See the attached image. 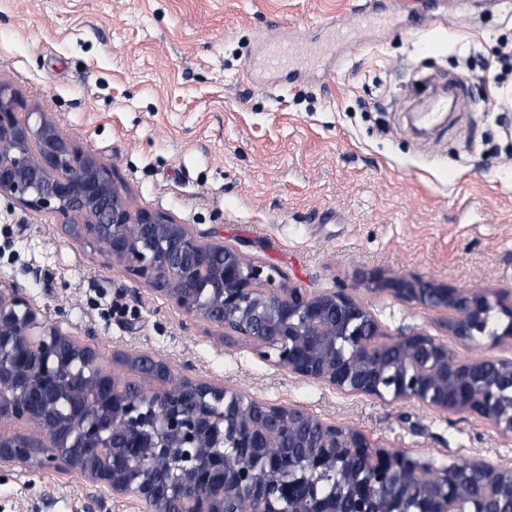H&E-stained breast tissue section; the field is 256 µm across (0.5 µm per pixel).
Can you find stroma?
I'll return each mask as SVG.
<instances>
[{
  "label": "stroma",
  "instance_id": "1",
  "mask_svg": "<svg viewBox=\"0 0 512 512\" xmlns=\"http://www.w3.org/2000/svg\"><path fill=\"white\" fill-rule=\"evenodd\" d=\"M357 2L0 0V86L114 166L139 206L218 233L278 283L347 288L390 338L423 332L461 359L510 358L512 345L450 336L446 311L372 292L368 278L512 293V74L480 69L512 43V0H429L426 19L389 22ZM285 44L292 74L265 70ZM454 77L460 106L416 137L418 84ZM0 276L113 373L148 353L426 461L512 469V439L484 420L293 374L189 319L53 215L4 199ZM0 512L141 509L80 473L19 464L0 470Z\"/></svg>",
  "mask_w": 512,
  "mask_h": 512
}]
</instances>
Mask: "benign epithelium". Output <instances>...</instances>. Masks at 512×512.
<instances>
[{
    "label": "benign epithelium",
    "mask_w": 512,
    "mask_h": 512,
    "mask_svg": "<svg viewBox=\"0 0 512 512\" xmlns=\"http://www.w3.org/2000/svg\"><path fill=\"white\" fill-rule=\"evenodd\" d=\"M17 105L0 86V198L57 216L71 237L95 244L184 315L258 342L264 357L276 351V363L293 374L381 397L386 359L395 353L402 369L393 398L475 414L512 436V414L503 413L504 399L512 404L511 358L460 360L420 332L369 342L380 335L379 325L349 289L312 293L275 285V270L240 248L205 240L169 213L136 206L93 150L72 145L43 112L19 117ZM370 283L401 300L451 312V336L467 340L482 333L486 289L382 272ZM149 359L163 388H146L137 400L116 396L110 373L90 372L100 363L97 351L62 334L22 288L0 279V423L31 424L19 439L0 432V469L77 470L114 495L134 494L143 512H166L170 501L184 498L192 512H224V499L243 490L265 505L263 512L292 502L305 503V512H335L334 500L312 497L310 486L315 475L339 469L347 490L367 504L363 512H373L375 485L353 479L346 466L351 454L367 449L379 479L432 478L415 512H448V497L464 494V472L471 469L485 474L487 491L470 500L467 512H495L498 498H512V470L475 458L461 469L431 473L419 457L374 446L360 431L299 407L258 403L253 413H230L223 385L176 376L164 360ZM284 429L294 451L251 469L223 448L228 439L237 448H263ZM311 432L325 439L324 449L305 451ZM159 455L176 465L170 481L158 484L145 475L132 484V471Z\"/></svg>",
    "instance_id": "benign-epithelium-1"
}]
</instances>
